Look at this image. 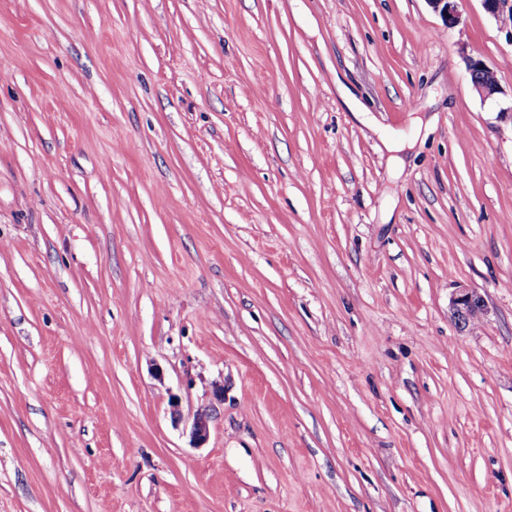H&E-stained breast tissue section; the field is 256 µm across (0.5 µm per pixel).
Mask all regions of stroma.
Instances as JSON below:
<instances>
[{
  "instance_id": "obj_1",
  "label": "stroma",
  "mask_w": 512,
  "mask_h": 512,
  "mask_svg": "<svg viewBox=\"0 0 512 512\" xmlns=\"http://www.w3.org/2000/svg\"><path fill=\"white\" fill-rule=\"evenodd\" d=\"M458 9L0 0V512H512V39ZM470 75L474 88L484 98H489L499 92L495 73L480 60L471 62ZM452 304L457 311L458 317L465 320L471 312L485 316L486 306L483 298L473 290L463 289L453 298Z\"/></svg>"
}]
</instances>
